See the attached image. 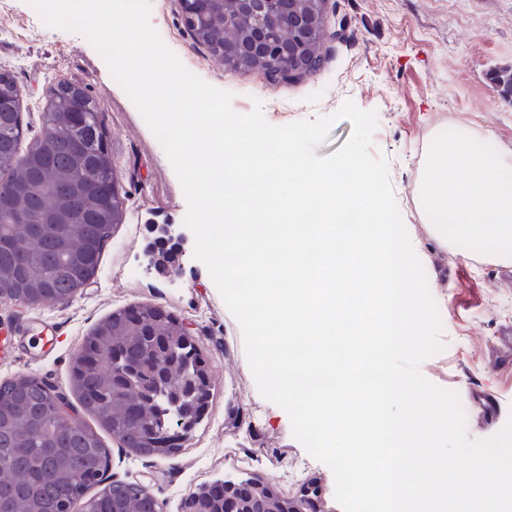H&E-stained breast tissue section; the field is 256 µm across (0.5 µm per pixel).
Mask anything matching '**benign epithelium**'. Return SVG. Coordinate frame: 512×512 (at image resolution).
<instances>
[{
	"mask_svg": "<svg viewBox=\"0 0 512 512\" xmlns=\"http://www.w3.org/2000/svg\"><path fill=\"white\" fill-rule=\"evenodd\" d=\"M328 0H181L183 17L189 30H200L197 17L219 29L217 40L208 46L212 57L230 70L260 69L272 78L288 79L303 75L321 63V46L326 37L336 35L330 31ZM180 343L166 342L158 364L175 347L198 345L194 327L188 321H179ZM58 418L62 426L77 422L79 415L69 402L66 392L55 390ZM170 423L166 430L157 433L159 457L167 458L178 452L204 416V411L186 413L183 398L172 389ZM211 485L224 488V510L243 512L248 503L234 495L246 487L249 496L266 500L268 512H281V497L271 493L272 486L262 480L237 484L217 479ZM288 512H318L316 500L305 487L291 499Z\"/></svg>",
	"mask_w": 512,
	"mask_h": 512,
	"instance_id": "benign-epithelium-1",
	"label": "benign epithelium"
}]
</instances>
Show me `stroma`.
<instances>
[{"label":"stroma","instance_id":"35a3bbf8","mask_svg":"<svg viewBox=\"0 0 512 512\" xmlns=\"http://www.w3.org/2000/svg\"><path fill=\"white\" fill-rule=\"evenodd\" d=\"M338 33L322 48V66L292 79L264 71H233L195 42L180 0H151L150 23L185 67L210 85L233 93L232 106L250 112L262 100L274 125L334 113L345 102L377 113L374 150L389 163V178L413 248L437 304L446 349L420 366L432 383L456 391L469 437L487 438L512 417V347L501 340L512 328V259L488 258L441 246L417 207V185L433 130L470 125L497 151L512 150V97L493 74L512 68V0H329ZM23 92V115L36 131L48 88L79 84L103 111L112 166L128 195L99 267L70 302L34 307L0 305V325L14 328L13 358L0 361V380L28 373L68 389L71 360L83 336L112 311L132 305L165 306L193 323L207 356L214 397L191 439L174 457L143 458L111 435L110 480L140 482L179 512L182 498L221 476H253L295 496L316 486L324 512H342L328 466L293 437L287 413L258 392L240 326L206 267L186 243L179 275L149 266L160 244L158 224L183 223L187 204L160 142L96 50L81 35L46 26L26 0H0V71ZM176 249V242L164 244ZM54 324L52 351L41 354L33 326ZM497 395L496 412L483 418L469 393ZM242 411V424L233 414Z\"/></svg>","mask_w":512,"mask_h":512}]
</instances>
